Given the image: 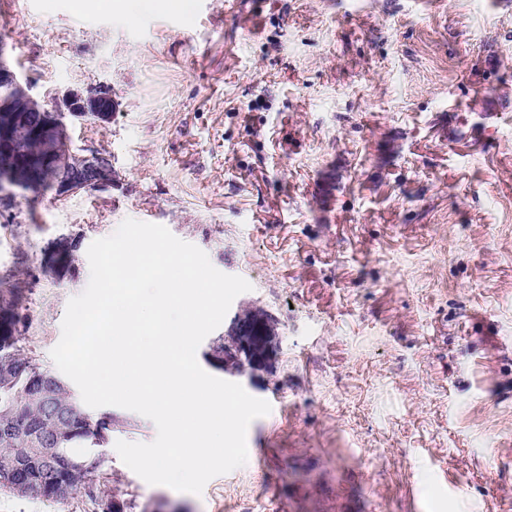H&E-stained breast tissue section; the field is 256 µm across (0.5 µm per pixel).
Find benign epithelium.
I'll use <instances>...</instances> for the list:
<instances>
[{
    "mask_svg": "<svg viewBox=\"0 0 512 512\" xmlns=\"http://www.w3.org/2000/svg\"><path fill=\"white\" fill-rule=\"evenodd\" d=\"M0 44V154L9 158L0 184V208L15 198L14 189L37 196L50 189L58 198L112 187L116 171L104 152L74 145L70 127L79 122H107L115 102L101 87L70 92L48 108L30 93ZM34 140L33 153L14 154L20 136ZM278 352V320L261 307L244 305L224 332V350L207 353L208 362L249 380L272 370Z\"/></svg>",
    "mask_w": 512,
    "mask_h": 512,
    "instance_id": "1",
    "label": "benign epithelium"
}]
</instances>
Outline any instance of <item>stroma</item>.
Returning <instances> with one entry per match:
<instances>
[{
	"label": "stroma",
	"instance_id": "stroma-1",
	"mask_svg": "<svg viewBox=\"0 0 512 512\" xmlns=\"http://www.w3.org/2000/svg\"><path fill=\"white\" fill-rule=\"evenodd\" d=\"M0 41L47 105L99 84L75 125L119 182L17 197L0 296L47 370L90 244L160 224L248 280L279 320L271 405L245 465L201 495L109 447L130 512H512V9L495 0H0ZM80 236L44 273L47 245ZM0 512H93L0 492Z\"/></svg>",
	"mask_w": 512,
	"mask_h": 512
}]
</instances>
